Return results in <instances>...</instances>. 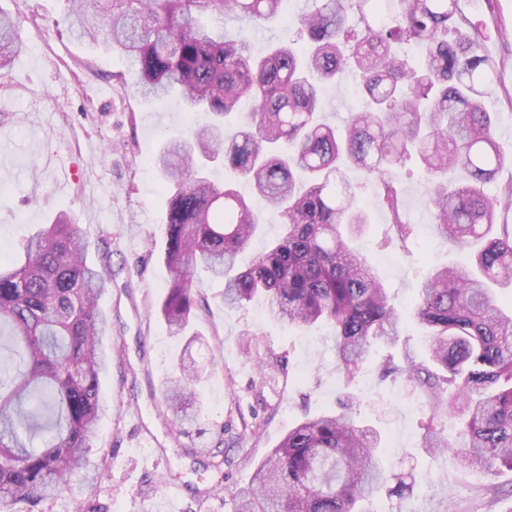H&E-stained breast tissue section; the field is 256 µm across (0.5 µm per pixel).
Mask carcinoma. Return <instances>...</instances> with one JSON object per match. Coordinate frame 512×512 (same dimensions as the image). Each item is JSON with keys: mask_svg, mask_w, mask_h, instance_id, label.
Instances as JSON below:
<instances>
[{"mask_svg": "<svg viewBox=\"0 0 512 512\" xmlns=\"http://www.w3.org/2000/svg\"><path fill=\"white\" fill-rule=\"evenodd\" d=\"M73 34L123 54L134 89L153 101L177 95L204 120L168 141L151 162L163 176L168 213L164 261L171 279L158 307L173 336L185 335L202 307L197 269L224 281V305L267 296L277 321L333 329L338 368L352 382L371 346H398L406 314L353 246L369 216L343 177L348 163L379 184L393 235L415 238L401 211L394 173L416 154L430 186L433 229L470 252V265L442 267L417 288L413 316L426 330L432 366L402 348L384 376L415 383L448 416L461 442L431 424L427 454L450 452L465 466L512 471V312L498 292L512 286V224L498 222L512 185L494 181L509 155L484 109L497 89V62L467 28L459 0H305L287 40L252 52L244 28L283 17L287 0H68ZM420 48L421 67L396 46ZM24 48L0 14V69ZM348 66L361 75L366 104L338 127L319 120L320 92ZM239 129L224 119L241 103ZM223 158L252 188L212 181L204 166ZM467 179L450 185V169ZM282 231L253 263L236 266L264 213ZM82 225L67 216L35 231L23 260L0 258V512L36 506L88 472L91 437L109 411L100 391L112 350L99 342L108 323L99 299L104 272L86 261ZM201 366L181 354L162 390L178 430L197 421ZM44 446L33 447L38 436ZM386 470L380 434L353 413L306 415L288 429L233 502V512H370Z\"/></svg>", "mask_w": 512, "mask_h": 512, "instance_id": "obj_1", "label": "carcinoma"}]
</instances>
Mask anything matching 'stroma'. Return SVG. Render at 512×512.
<instances>
[{"label":"stroma","instance_id":"35a3bbf8","mask_svg":"<svg viewBox=\"0 0 512 512\" xmlns=\"http://www.w3.org/2000/svg\"><path fill=\"white\" fill-rule=\"evenodd\" d=\"M462 10L499 63L498 90L486 99L496 118V137L512 152V0H462ZM16 21L26 47L0 70V257L24 238L66 213L82 224L88 259L109 260L112 279L100 305L109 318L103 340L112 363L101 380L111 409L92 441L94 466L72 491L18 512H144L169 503L170 486L183 487L180 512H231L241 486L296 420L338 409L354 393L353 413L381 434L393 471L413 470L403 496L380 495L384 512H512V471L477 474L453 455L429 463L422 449L433 412L405 379L381 377L386 353L374 345L354 383L336 367L331 332L271 320L264 299L225 306L224 284L197 272L205 301L192 331L200 362L214 358L199 386L198 433L174 431L160 389L177 362L184 338L171 337L155 313L168 270L163 243L167 197L150 161L167 132L190 126L195 113L175 100L157 104L121 83L123 56L75 38L68 0H0ZM355 74L323 93L327 122L341 124L361 111ZM369 223L357 246L408 317L403 336L420 327L410 311L415 290L435 268L468 265L465 252L437 237L419 170L401 173L402 209L414 225L418 247L385 243L389 217L364 173L347 168ZM221 451H214L216 440Z\"/></svg>","mask_w":512,"mask_h":512}]
</instances>
